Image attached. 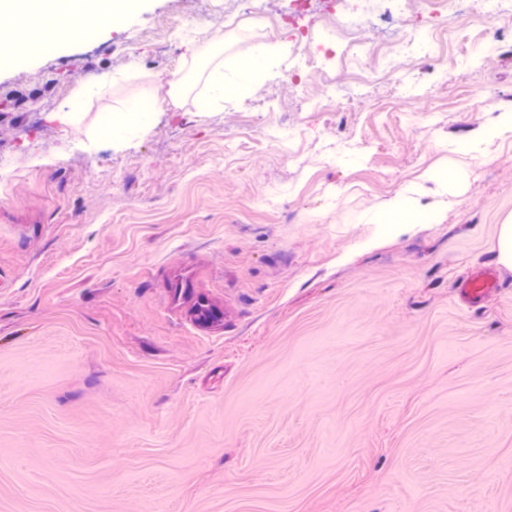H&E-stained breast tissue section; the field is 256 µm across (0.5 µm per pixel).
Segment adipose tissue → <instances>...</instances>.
<instances>
[{"label":"adipose tissue","instance_id":"1","mask_svg":"<svg viewBox=\"0 0 512 512\" xmlns=\"http://www.w3.org/2000/svg\"><path fill=\"white\" fill-rule=\"evenodd\" d=\"M128 8L126 0H0V13L16 20L13 33L1 37L8 49L27 47L36 33L58 18L83 27H100Z\"/></svg>","mask_w":512,"mask_h":512}]
</instances>
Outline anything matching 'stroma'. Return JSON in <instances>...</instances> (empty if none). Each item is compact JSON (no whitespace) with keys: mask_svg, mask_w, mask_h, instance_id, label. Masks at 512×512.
<instances>
[{"mask_svg":"<svg viewBox=\"0 0 512 512\" xmlns=\"http://www.w3.org/2000/svg\"><path fill=\"white\" fill-rule=\"evenodd\" d=\"M222 2L0 55V512H512V32L474 8L402 52L397 0H368L374 55L215 105L212 55L321 56L292 30L336 20ZM70 102L76 128L50 121ZM133 103L154 121L117 137Z\"/></svg>","mask_w":512,"mask_h":512,"instance_id":"obj_1","label":"stroma"}]
</instances>
